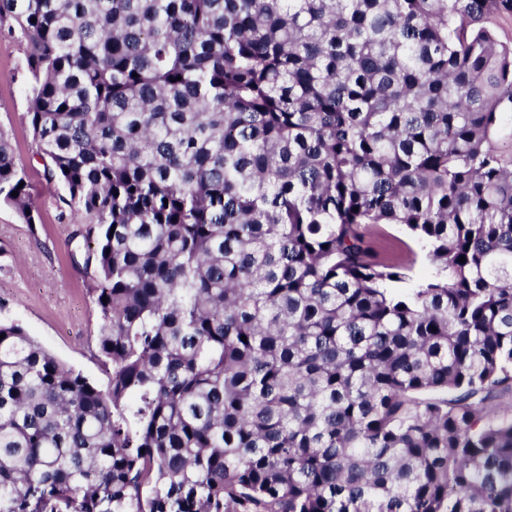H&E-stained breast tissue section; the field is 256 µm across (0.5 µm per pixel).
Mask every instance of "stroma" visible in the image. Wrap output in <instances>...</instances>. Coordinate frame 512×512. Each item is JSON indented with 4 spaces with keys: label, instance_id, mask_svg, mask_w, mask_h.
Returning a JSON list of instances; mask_svg holds the SVG:
<instances>
[{
    "label": "stroma",
    "instance_id": "35a3bbf8",
    "mask_svg": "<svg viewBox=\"0 0 512 512\" xmlns=\"http://www.w3.org/2000/svg\"><path fill=\"white\" fill-rule=\"evenodd\" d=\"M29 88L25 43L20 33L2 31L0 130L10 137L15 161L25 172L38 221L25 224L0 204V320L21 324L65 365L104 387L108 375L97 348L100 315L91 290L93 272L84 266L86 247L79 235L88 218L63 184L45 179L27 119ZM369 234L389 256L413 248L416 278L431 274L421 245L402 226L382 224Z\"/></svg>",
    "mask_w": 512,
    "mask_h": 512
}]
</instances>
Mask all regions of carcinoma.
I'll return each mask as SVG.
<instances>
[{
    "label": "carcinoma",
    "mask_w": 512,
    "mask_h": 512,
    "mask_svg": "<svg viewBox=\"0 0 512 512\" xmlns=\"http://www.w3.org/2000/svg\"><path fill=\"white\" fill-rule=\"evenodd\" d=\"M503 15L0 0L112 368L102 388L0 321V512H512ZM24 181L0 130V198L33 226ZM371 224L432 275L398 290L414 262ZM369 234L375 240L376 247L388 256H398L409 246L417 254V263L414 269L415 280L428 277L432 268L425 259V251L402 226L396 224H379L371 227Z\"/></svg>",
    "instance_id": "obj_1"
}]
</instances>
